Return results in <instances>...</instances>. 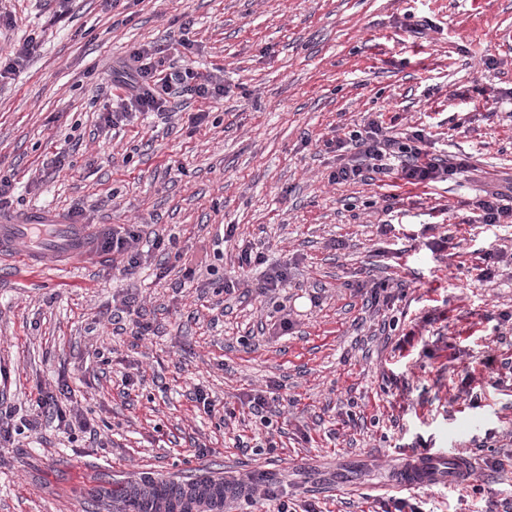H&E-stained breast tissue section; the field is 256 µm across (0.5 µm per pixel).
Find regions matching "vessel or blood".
I'll use <instances>...</instances> for the list:
<instances>
[{
  "mask_svg": "<svg viewBox=\"0 0 512 512\" xmlns=\"http://www.w3.org/2000/svg\"><path fill=\"white\" fill-rule=\"evenodd\" d=\"M58 255H69L81 260L94 256L90 232L86 225L35 214L24 218H0V257L17 260L21 269L29 270L45 264ZM469 469L467 461L434 448L412 453L402 459L394 470L393 484L401 490H413L423 485L460 479ZM150 489L167 502L173 512L184 506V493L191 491L188 481L156 479L151 473L141 475Z\"/></svg>",
  "mask_w": 512,
  "mask_h": 512,
  "instance_id": "vessel-or-blood-1",
  "label": "vessel or blood"
}]
</instances>
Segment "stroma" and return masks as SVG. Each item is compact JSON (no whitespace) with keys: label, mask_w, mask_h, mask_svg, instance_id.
I'll list each match as a JSON object with an SVG mask.
<instances>
[{"label":"stroma","mask_w":512,"mask_h":512,"mask_svg":"<svg viewBox=\"0 0 512 512\" xmlns=\"http://www.w3.org/2000/svg\"><path fill=\"white\" fill-rule=\"evenodd\" d=\"M16 27L45 32L27 69L0 83V171L11 212L78 219L95 233L132 224L175 236L135 275L112 256L16 272L0 259V391L19 416L66 388L99 443L40 421L0 447V512H119L130 481L264 474L296 512H375L393 496L399 456L453 448L470 484L416 490L423 512H512V467L484 461L512 441V226L471 221L487 191L512 186V0H75L58 22L38 0H11ZM126 22L114 26V12ZM192 18L182 35L184 18ZM427 18L421 38L409 27ZM189 38L185 61L224 71L221 100L161 120L100 119V80L132 47ZM206 111L199 126L189 114ZM382 116L422 127L438 151L468 158L448 182L410 191L381 231L379 184H334L325 141ZM70 169L54 173L56 155ZM234 224L266 264L241 271ZM452 238L447 252L434 237ZM495 275L478 281L483 255ZM284 264L287 284L258 285ZM237 282L225 294V281ZM408 284L372 307L373 284ZM133 305L113 325L115 300ZM294 325L279 328L282 311ZM398 317L396 329L385 315ZM431 323H422L424 315ZM150 323L148 335L136 321ZM494 354L501 383L482 364ZM135 384L124 391L123 377ZM202 389L216 411L194 399ZM271 389L282 413L261 426L246 396ZM274 440L273 452L253 444Z\"/></svg>","instance_id":"35a3bbf8"}]
</instances>
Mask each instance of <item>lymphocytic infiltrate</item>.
I'll return each mask as SVG.
<instances>
[{
  "label": "lymphocytic infiltrate",
  "mask_w": 512,
  "mask_h": 512,
  "mask_svg": "<svg viewBox=\"0 0 512 512\" xmlns=\"http://www.w3.org/2000/svg\"><path fill=\"white\" fill-rule=\"evenodd\" d=\"M121 69L123 74L113 79L114 93L101 115L105 125L112 128L127 124L136 113L164 114L174 98L209 100L224 95L222 70L202 74L190 68L172 69L166 64L164 48L158 45L133 49L122 61ZM326 147L335 152L338 160L330 175L333 183L394 177L395 192L381 197V212L386 216L393 213L400 199L399 188L417 189L445 182L469 167L466 159L435 154L425 129L416 127L396 133L379 117L367 119L345 137L327 141ZM94 244L97 251L120 257L123 272L130 274L149 252L169 253L175 241L158 235L146 247L140 231L132 228L121 235H96Z\"/></svg>",
  "instance_id": "1"
}]
</instances>
